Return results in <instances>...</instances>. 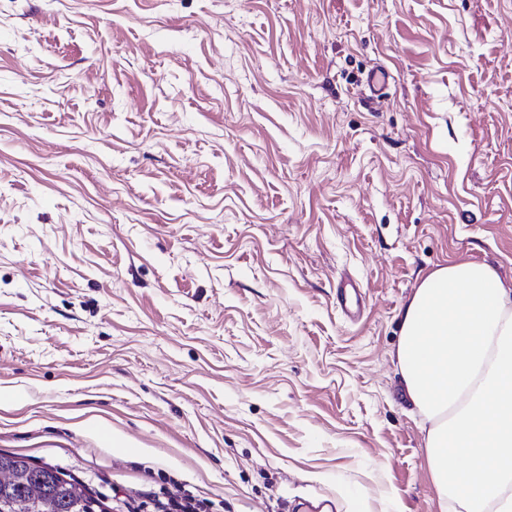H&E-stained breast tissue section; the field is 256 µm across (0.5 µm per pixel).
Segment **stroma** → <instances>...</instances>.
<instances>
[{"label":"stroma","mask_w":512,"mask_h":512,"mask_svg":"<svg viewBox=\"0 0 512 512\" xmlns=\"http://www.w3.org/2000/svg\"><path fill=\"white\" fill-rule=\"evenodd\" d=\"M452 262L512 282V0H0V451L443 512L398 318ZM336 295L347 317L354 319L360 315L362 299L359 288L355 284L350 280L341 281L336 287Z\"/></svg>","instance_id":"1"}]
</instances>
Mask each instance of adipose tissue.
<instances>
[{"label":"adipose tissue","instance_id":"ef3b65f1","mask_svg":"<svg viewBox=\"0 0 512 512\" xmlns=\"http://www.w3.org/2000/svg\"><path fill=\"white\" fill-rule=\"evenodd\" d=\"M399 319L400 372L429 423L439 498L460 512H512V286L485 263L442 266ZM452 451L464 469L449 465Z\"/></svg>","mask_w":512,"mask_h":512}]
</instances>
